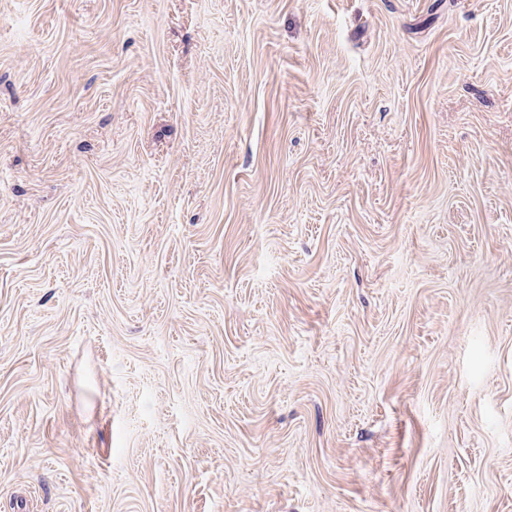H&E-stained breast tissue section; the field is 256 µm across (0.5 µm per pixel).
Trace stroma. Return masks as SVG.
Returning a JSON list of instances; mask_svg holds the SVG:
<instances>
[{
	"mask_svg": "<svg viewBox=\"0 0 512 512\" xmlns=\"http://www.w3.org/2000/svg\"><path fill=\"white\" fill-rule=\"evenodd\" d=\"M0 512H512V0H0Z\"/></svg>",
	"mask_w": 512,
	"mask_h": 512,
	"instance_id": "stroma-1",
	"label": "stroma"
}]
</instances>
